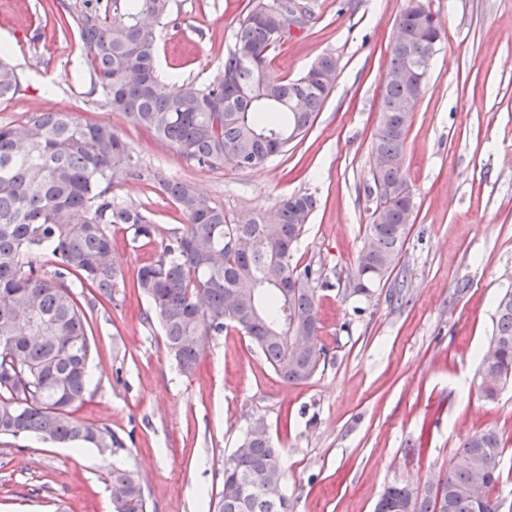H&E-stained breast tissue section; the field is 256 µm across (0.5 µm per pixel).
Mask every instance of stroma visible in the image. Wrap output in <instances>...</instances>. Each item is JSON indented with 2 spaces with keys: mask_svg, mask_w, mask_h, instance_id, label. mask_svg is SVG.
<instances>
[{
  "mask_svg": "<svg viewBox=\"0 0 512 512\" xmlns=\"http://www.w3.org/2000/svg\"><path fill=\"white\" fill-rule=\"evenodd\" d=\"M44 0H0V42L21 86L0 99V123L60 111L111 124L137 162L112 197L147 213L157 231L133 240L112 228L127 288L91 323L92 383L76 418L109 426L136 469L150 512H214L224 458L264 418L286 467L289 512H373L395 481L449 472L462 440L493 428L503 439L493 494L512 503V385L496 400L476 386L497 301L512 292V0H424L443 41L411 112L403 174L414 222L396 268L354 290L375 208L371 145L396 20L410 0H299L307 20L270 54L292 79L318 58L336 84L302 140L263 166L200 168L91 93L77 28L60 31ZM156 30L167 84L211 81L233 49L252 0H170ZM189 182L229 221L272 212L293 193L315 196L291 264L317 269L316 374L289 384L232 327L205 340L196 369L168 355L148 300L131 283L169 231L184 226L160 180ZM111 458L83 445L0 437V512H112Z\"/></svg>",
  "mask_w": 512,
  "mask_h": 512,
  "instance_id": "1",
  "label": "stroma"
}]
</instances>
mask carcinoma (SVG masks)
Returning <instances> with one entry per match:
<instances>
[{
	"label": "carcinoma",
	"mask_w": 512,
	"mask_h": 512,
	"mask_svg": "<svg viewBox=\"0 0 512 512\" xmlns=\"http://www.w3.org/2000/svg\"><path fill=\"white\" fill-rule=\"evenodd\" d=\"M291 0H255L241 23L234 50L208 84L183 82L156 91L155 26L170 0H82L78 13L62 0H47L57 25L76 24L91 92L135 125L153 132L187 162L212 167L246 162L253 169L304 136L336 83V58L325 55L295 80L268 71L280 42L262 14L290 10ZM408 6L397 19L388 76L381 85L380 120L373 134L372 220L357 259L364 287L381 281L401 259L410 227L412 190L402 174L410 126L408 107L422 91L397 77L416 62L428 63L442 34ZM15 68L0 59V98L16 92ZM128 145L108 123L82 121L70 112H36L19 123L0 124V435L43 441L88 443L99 452L124 449L107 426L73 416L89 392L90 319L96 302H114L125 287L112 249V225L125 224L134 239H150L156 226L137 207L112 200V183L132 175ZM163 193L187 224L163 239L156 258L142 266L136 287L147 296L161 325L168 353L188 374L199 360L203 337L232 326L253 342L275 374L299 384L313 377L325 348L319 336L318 300L309 266L290 263V252L317 206L309 194L283 197L275 211L238 223L182 181H164ZM238 241L224 252V237ZM51 256L48 273L37 256ZM277 266L298 286L282 290L266 281ZM89 289L80 301L70 278ZM496 328L481 357L479 391L493 400L512 381V293L497 304ZM305 327L302 351L292 337ZM503 449L492 428L460 445L452 472L438 485L389 484L374 512H501L491 495L501 478ZM283 456L261 417L224 459V484L216 512H288ZM482 488L483 498L471 496ZM112 488L123 495L113 512H148L137 472L115 462Z\"/></svg>",
	"instance_id": "cac0c4a2"
}]
</instances>
